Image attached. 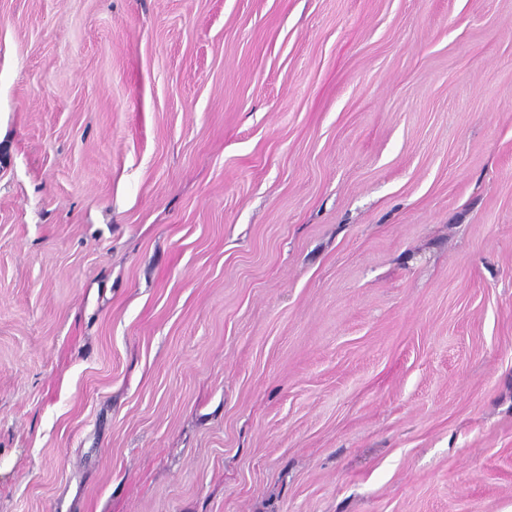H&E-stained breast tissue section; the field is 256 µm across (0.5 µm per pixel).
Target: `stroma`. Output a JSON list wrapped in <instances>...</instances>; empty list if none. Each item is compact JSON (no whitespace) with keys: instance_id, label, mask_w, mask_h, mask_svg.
<instances>
[{"instance_id":"obj_1","label":"stroma","mask_w":512,"mask_h":512,"mask_svg":"<svg viewBox=\"0 0 512 512\" xmlns=\"http://www.w3.org/2000/svg\"><path fill=\"white\" fill-rule=\"evenodd\" d=\"M0 512H512V0H0Z\"/></svg>"}]
</instances>
